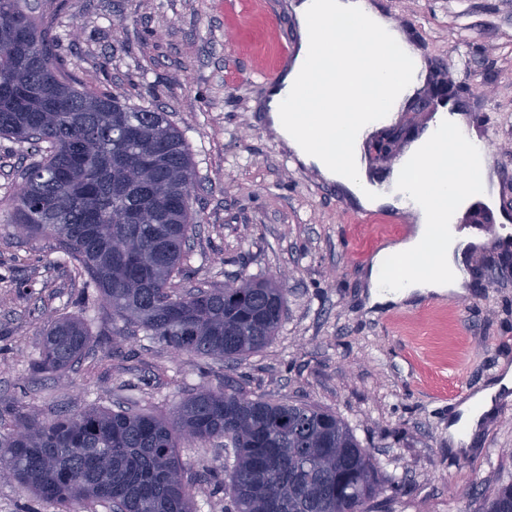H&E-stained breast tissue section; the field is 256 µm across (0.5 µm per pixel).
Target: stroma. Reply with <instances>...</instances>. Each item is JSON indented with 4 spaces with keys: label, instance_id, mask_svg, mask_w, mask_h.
<instances>
[{
    "label": "stroma",
    "instance_id": "1",
    "mask_svg": "<svg viewBox=\"0 0 512 512\" xmlns=\"http://www.w3.org/2000/svg\"><path fill=\"white\" fill-rule=\"evenodd\" d=\"M57 51L77 80L135 106L169 112L189 145L199 225L180 290L287 273L286 311L274 339L236 362L175 354L127 328L84 291L48 236L6 223L29 162L28 144L0 137V434L14 415L42 417L136 404L171 412L200 388L335 411L384 473L400 481L393 512H479L512 481V408L499 409L477 449L448 445L458 383L477 390L512 365V265L484 270L472 292L366 309L365 270L402 225L363 224L339 189L292 160L260 109V72L296 29L290 0H38ZM407 26L427 64L453 83L477 84L459 104L494 153L512 159V0H381ZM86 321L94 344L64 375L41 372L47 313ZM120 350H113V340ZM195 512H222L213 478L224 447L184 445Z\"/></svg>",
    "mask_w": 512,
    "mask_h": 512
}]
</instances>
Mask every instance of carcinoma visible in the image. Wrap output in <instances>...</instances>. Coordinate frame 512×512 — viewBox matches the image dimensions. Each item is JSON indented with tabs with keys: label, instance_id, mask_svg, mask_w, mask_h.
<instances>
[{
	"label": "carcinoma",
	"instance_id": "carcinoma-1",
	"mask_svg": "<svg viewBox=\"0 0 512 512\" xmlns=\"http://www.w3.org/2000/svg\"><path fill=\"white\" fill-rule=\"evenodd\" d=\"M0 137L34 160L7 223L50 235L112 319L178 353L235 361L282 326L285 288L270 280L177 292L197 227L187 200L195 171L168 113L79 90L54 48L52 23L29 0H0ZM78 318L48 320L38 367L68 369L91 349ZM226 440L224 512H391L398 480L381 472L336 412L241 389L203 388L169 416L95 409L40 419L19 414L0 436L1 479L54 505L109 504L112 512H194L179 448ZM481 512H512V482Z\"/></svg>",
	"mask_w": 512,
	"mask_h": 512
}]
</instances>
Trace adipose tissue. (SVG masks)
<instances>
[{
  "mask_svg": "<svg viewBox=\"0 0 512 512\" xmlns=\"http://www.w3.org/2000/svg\"><path fill=\"white\" fill-rule=\"evenodd\" d=\"M292 9L299 26L294 62L283 82L285 95L267 103L274 133L304 164L336 181L361 208L375 210L401 196L402 182L414 185L420 198L413 211V234L389 243L376 255L368 272L369 306H389L416 295H465V280L454 259L459 242L443 221L467 207L473 188L467 166L485 177L491 170L489 150L471 161L458 154L454 137L424 135L414 143L424 165L411 172H393L389 188L370 184L369 164L359 139L353 138L364 112L388 99L396 83L398 50L407 44L375 0H297ZM350 19L347 27L339 18ZM402 259L412 272L403 287H385L380 271L385 257ZM512 398V367L496 375L461 406L459 420L448 424V442L469 454L482 427L496 413L499 401Z\"/></svg>",
  "mask_w": 512,
  "mask_h": 512,
  "instance_id": "ef3b65f1",
  "label": "adipose tissue"
}]
</instances>
